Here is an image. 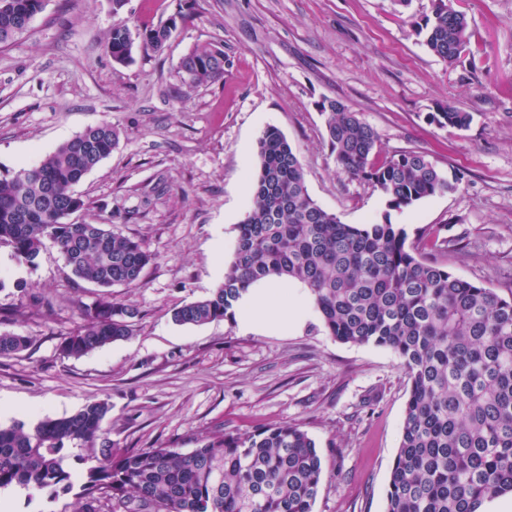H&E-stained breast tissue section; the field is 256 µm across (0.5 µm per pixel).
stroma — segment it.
I'll return each instance as SVG.
<instances>
[{
    "mask_svg": "<svg viewBox=\"0 0 512 512\" xmlns=\"http://www.w3.org/2000/svg\"><path fill=\"white\" fill-rule=\"evenodd\" d=\"M471 52L430 53L412 18L431 0H47L27 32L0 48V170L34 166L107 120L119 146L74 187L79 221L140 240L155 256L139 287H114L140 318L129 339L74 359L59 344L98 300L52 246L36 268L0 245V333L29 346L0 357L1 421L74 414L103 400L106 436L125 449H190L217 431L297 423L322 456L314 512H384L408 377L388 349L341 343L306 292L300 326L243 331L237 320L174 324L171 311L224 277L257 173V140L277 127L297 150L312 198L347 224L390 215L409 235L446 239L457 276L512 298V0H456ZM184 14L163 51L134 47L126 65L104 40L117 19L159 26ZM223 48L224 79L180 95L179 63ZM334 98L378 133L386 158L420 149L453 192L388 211L337 167L318 104ZM473 113L465 130L427 120L436 104Z\"/></svg>",
    "mask_w": 512,
    "mask_h": 512,
    "instance_id": "obj_1",
    "label": "stroma"
}]
</instances>
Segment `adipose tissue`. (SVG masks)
Segmentation results:
<instances>
[{
    "label": "adipose tissue",
    "mask_w": 512,
    "mask_h": 512,
    "mask_svg": "<svg viewBox=\"0 0 512 512\" xmlns=\"http://www.w3.org/2000/svg\"><path fill=\"white\" fill-rule=\"evenodd\" d=\"M295 286L283 279H266L252 285L236 310L238 318L248 325H263L288 330L302 318L294 301Z\"/></svg>",
    "instance_id": "adipose-tissue-1"
}]
</instances>
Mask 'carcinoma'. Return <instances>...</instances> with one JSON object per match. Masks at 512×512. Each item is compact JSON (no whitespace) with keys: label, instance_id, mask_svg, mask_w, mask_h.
<instances>
[{"label":"carcinoma","instance_id":"cac0c4a2","mask_svg":"<svg viewBox=\"0 0 512 512\" xmlns=\"http://www.w3.org/2000/svg\"><path fill=\"white\" fill-rule=\"evenodd\" d=\"M43 0H0V46L25 33ZM470 23L453 0H433L418 25L427 49L450 65L470 51ZM158 27L113 23L105 50L118 64L135 43L159 50ZM194 90L224 80V50L202 46L179 66ZM339 169L370 184L393 210L455 189L420 150L377 160L378 133L336 99L319 103ZM441 128L465 130L473 114L441 103L429 113ZM120 131L86 127L31 168L0 173V244L29 266L47 245L71 274L100 289V299L60 348L80 358L133 335L137 308L112 296L136 288L153 255L139 240L103 224L78 223L86 208L73 187L112 154ZM408 234L390 218L345 224L309 194L297 151L270 126L257 143L250 206L237 224L223 282L208 296L172 310L178 325L234 318L249 287L286 277L306 288L325 331L341 343L393 352L408 376L409 396L385 512H478L487 498L512 496V299L456 276L440 256L448 241ZM28 338L0 334V356L23 351ZM108 403L0 425V489L35 488L48 500L79 483L71 512H313L322 459L297 423L206 436L184 451L114 448L104 437ZM81 446L71 454L67 444ZM84 466L77 471L69 460Z\"/></svg>","mask_w":512,"mask_h":512}]
</instances>
